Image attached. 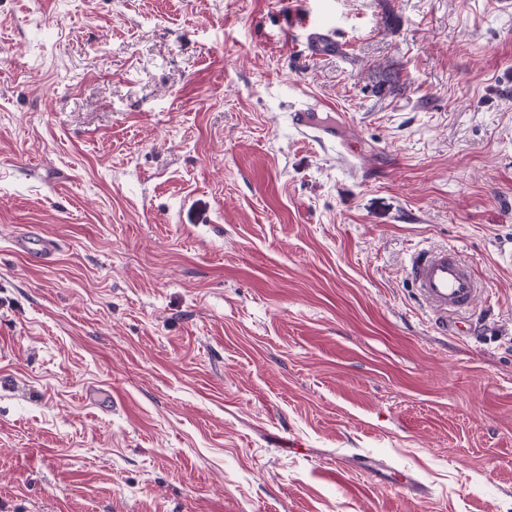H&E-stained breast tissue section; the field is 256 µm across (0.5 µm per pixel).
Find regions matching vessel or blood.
<instances>
[{
    "instance_id": "b4317fda",
    "label": "vessel or blood",
    "mask_w": 512,
    "mask_h": 512,
    "mask_svg": "<svg viewBox=\"0 0 512 512\" xmlns=\"http://www.w3.org/2000/svg\"><path fill=\"white\" fill-rule=\"evenodd\" d=\"M337 47L331 31L316 25L310 28L305 48L310 57L316 58ZM317 107L300 109L292 114V124L300 134L319 145L335 142L334 133L317 123ZM13 249L32 262L46 264L60 252L57 239L41 236H19L13 240ZM408 276L420 302L433 316L440 331L451 330L465 335L469 325L454 319L460 312H473L481 289L468 265L458 252L448 248L420 249L410 254Z\"/></svg>"
}]
</instances>
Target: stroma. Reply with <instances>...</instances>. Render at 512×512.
I'll use <instances>...</instances> for the list:
<instances>
[{
	"instance_id": "1",
	"label": "stroma",
	"mask_w": 512,
	"mask_h": 512,
	"mask_svg": "<svg viewBox=\"0 0 512 512\" xmlns=\"http://www.w3.org/2000/svg\"><path fill=\"white\" fill-rule=\"evenodd\" d=\"M0 512H512V0H0ZM337 46L331 31L319 25L310 28L305 44L309 57L317 58L334 51ZM319 106L327 107L325 104L318 102V105L293 112L292 124L304 138L325 147L327 144L335 142L336 136L328 127L315 121L320 109ZM13 249L32 262L46 264L60 252L61 245L57 239L48 236L30 238L19 236L13 239ZM412 288L433 316L436 327L448 334V327L466 335L470 324L451 317L459 312L472 313L482 288L458 252L448 248L420 249L412 252L407 264Z\"/></svg>"
}]
</instances>
